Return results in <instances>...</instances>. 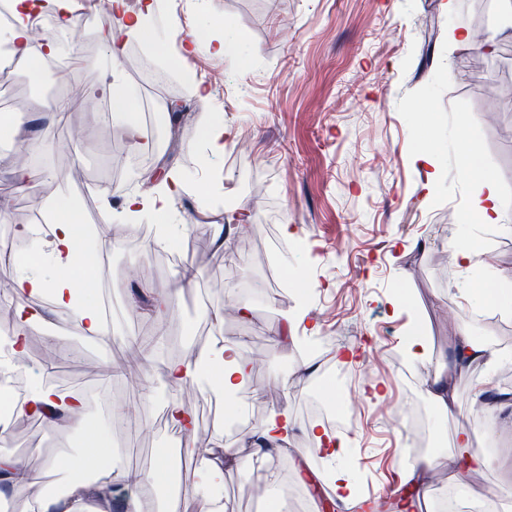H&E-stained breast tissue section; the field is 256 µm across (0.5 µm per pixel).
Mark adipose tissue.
Segmentation results:
<instances>
[{"label": "adipose tissue", "mask_w": 512, "mask_h": 512, "mask_svg": "<svg viewBox=\"0 0 512 512\" xmlns=\"http://www.w3.org/2000/svg\"><path fill=\"white\" fill-rule=\"evenodd\" d=\"M9 6L12 21L0 33V45L6 47L8 53L24 63L31 72H40L48 61L58 55L59 46L49 37L34 40L32 20L51 11L61 29L74 30L77 18L70 0H9ZM123 52V44L108 40L107 59L111 67L105 72L104 88L112 97L114 119L126 126L130 141L135 144L139 141V123L130 100L120 89L114 70ZM466 161L475 180L470 197V214L476 215L481 223L500 224L502 211L496 180L477 164L475 153H468ZM182 187L181 173L173 168L168 169L163 184L154 194L127 195L122 210L131 218L147 214L157 222H164ZM49 211L52 224L50 238L46 242L47 256L42 261L20 265L12 278L15 329L10 346L13 367L17 370L22 367L29 329L35 326L50 328L49 317L54 308L71 310L85 335L102 339L110 334L100 309L84 298V280L72 274L73 268L79 266L83 258L79 215L75 210L55 203L50 204ZM497 358V351L491 344L474 340L467 327H460L450 356L439 362L432 382L425 389L426 396L438 403L443 411H452L456 402L452 378L466 372L474 364H491ZM206 370L212 373L210 391L218 396H226L249 380L251 365L247 359L239 356L236 346L218 338L197 350L192 360L168 362L164 378L172 385L181 386L197 382ZM84 406L85 400L81 395L58 394L41 382L24 399L14 401L11 410L19 417L36 416L62 426L80 427L84 424ZM288 424L287 411L275 410L259 425L247 429L245 436L254 446V461L263 463L269 461L273 454L281 452L288 435ZM108 453L107 439L99 437L79 455L69 458L66 463L68 485L61 495L44 492L45 471L22 466L16 457L0 455V486L16 494L33 492L38 512H89L86 500L92 494L99 500L98 512H109L113 493L111 471L101 470L94 476L88 472L90 463ZM235 461V454L229 451L201 458L198 484L193 496L199 501L202 512H216L224 489V470Z\"/></svg>", "instance_id": "adipose-tissue-1"}]
</instances>
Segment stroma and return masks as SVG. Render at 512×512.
I'll list each match as a JSON object with an SVG mask.
<instances>
[{
  "label": "stroma",
  "mask_w": 512,
  "mask_h": 512,
  "mask_svg": "<svg viewBox=\"0 0 512 512\" xmlns=\"http://www.w3.org/2000/svg\"><path fill=\"white\" fill-rule=\"evenodd\" d=\"M505 12L503 0H184L180 15L156 0L147 35L126 42L118 70L139 122H150L146 150L130 151L123 126L98 111L91 92L103 81L106 40L119 27L106 9L84 14L71 35L66 74L56 69L31 79L16 66L0 99V195L13 201L0 239L16 224L48 220L47 205L76 206L81 223L99 225L112 246L109 264L89 261L80 277L107 285L112 334L106 346L90 340L65 310L51 317L54 336L67 352L58 357L43 329H32L23 370L27 379L53 367L63 382L105 386L122 408L110 418L85 410V427L72 430L21 418L0 438V452L30 466L62 465L98 434H107L117 472H151L164 466L180 497L191 496L197 462L189 449L213 452L235 447L224 422L240 410L263 421L274 406L287 408L289 450L273 464L293 480L299 495L283 512H340L323 499L327 469L307 413L313 394L336 407V420L354 412L338 466L352 485L379 492L369 512H415L407 484L382 494L383 468L406 457H430L424 476L430 512H441L447 493L461 506L494 498L498 512H512V408L490 411L474 402L484 383L512 391V311L477 308L460 288L468 280L512 278V99L503 98L512 77V23L485 29L478 8ZM486 36L492 51L459 45L451 32ZM231 36L237 52L215 55L213 43ZM202 84L206 100L192 93ZM66 94L70 108L34 152L21 149L16 121L28 120L35 100ZM177 101L180 114L155 111L156 101ZM230 129V152L206 161L202 114ZM436 165L416 161L426 145ZM473 146L482 167L498 181L507 224L477 223L466 207L470 184L464 150ZM166 156L184 177L170 220L182 227L179 244L146 249L144 216L113 220L104 204L112 195L153 191L149 163ZM250 218L233 236L239 258L225 266L213 226L236 216ZM293 238H284L283 225ZM478 241L485 251L479 269L465 271L450 259L451 238ZM193 265L192 287L176 299L164 322L151 313L141 285L169 294L175 273ZM251 304L241 319L239 303ZM305 309L318 335H275L287 315ZM222 323H214V312ZM419 321L432 361L410 363L403 342ZM498 351L493 367L475 366L457 378V406L446 415L424 394L437 357L449 355L458 325ZM237 345L251 360L249 383L233 397L216 398L206 383L178 388L159 371L191 357L214 337ZM362 347L356 366L323 365L305 382L294 370L315 362L316 348ZM178 399L196 417L193 429L172 427L166 403ZM467 427L490 465L455 473L447 457L458 427ZM230 512H267L271 500L261 471L233 468L224 475Z\"/></svg>",
  "instance_id": "obj_1"
}]
</instances>
